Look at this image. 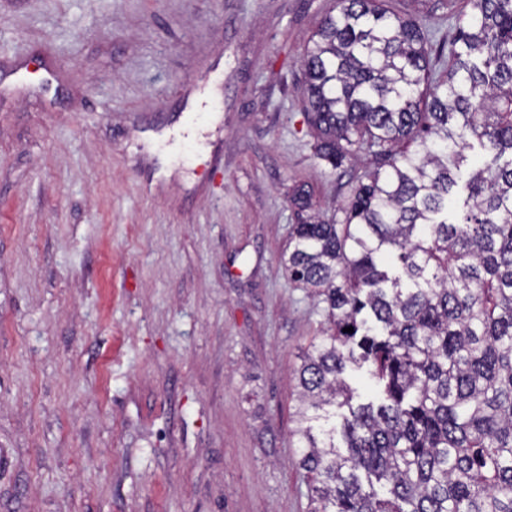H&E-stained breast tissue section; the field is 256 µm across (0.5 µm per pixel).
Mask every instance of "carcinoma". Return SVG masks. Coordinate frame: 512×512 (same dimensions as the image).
Wrapping results in <instances>:
<instances>
[{
    "mask_svg": "<svg viewBox=\"0 0 512 512\" xmlns=\"http://www.w3.org/2000/svg\"><path fill=\"white\" fill-rule=\"evenodd\" d=\"M311 42L316 157L372 162L327 220L289 198L285 264L326 316L292 429L310 512H512V0H471L449 41L332 0ZM364 364L380 399L355 406Z\"/></svg>",
    "mask_w": 512,
    "mask_h": 512,
    "instance_id": "1",
    "label": "carcinoma"
}]
</instances>
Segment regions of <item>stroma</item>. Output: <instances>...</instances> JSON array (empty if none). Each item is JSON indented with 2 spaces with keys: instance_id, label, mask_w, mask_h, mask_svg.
I'll list each match as a JSON object with an SVG mask.
<instances>
[{
  "instance_id": "obj_1",
  "label": "stroma",
  "mask_w": 512,
  "mask_h": 512,
  "mask_svg": "<svg viewBox=\"0 0 512 512\" xmlns=\"http://www.w3.org/2000/svg\"><path fill=\"white\" fill-rule=\"evenodd\" d=\"M385 4L442 36L471 10ZM329 5L0 0V512H307L325 316L283 256L294 187L348 194L304 118Z\"/></svg>"
}]
</instances>
